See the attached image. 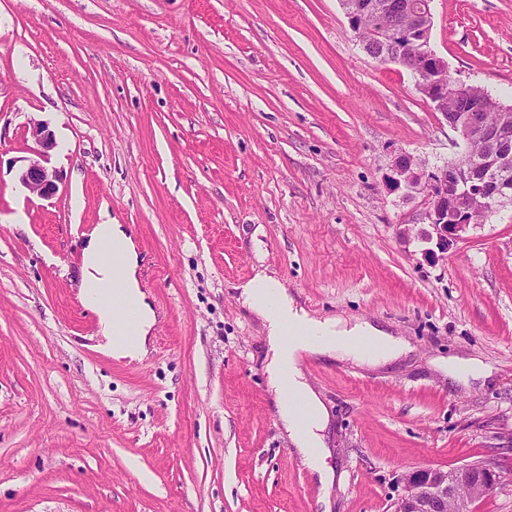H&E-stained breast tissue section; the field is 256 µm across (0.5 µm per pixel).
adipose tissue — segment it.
I'll return each instance as SVG.
<instances>
[{
  "instance_id": "1",
  "label": "adipose tissue",
  "mask_w": 512,
  "mask_h": 512,
  "mask_svg": "<svg viewBox=\"0 0 512 512\" xmlns=\"http://www.w3.org/2000/svg\"><path fill=\"white\" fill-rule=\"evenodd\" d=\"M107 242L122 255L121 296L135 313L132 331L126 339L117 338L113 313L105 297L104 288L112 279V268L103 253ZM238 291L242 306L264 327L266 373L270 388L278 395L280 422L302 465L323 489H330L335 472L326 463L330 450L324 440L330 414L304 380L300 369L302 360L309 355L323 356L378 368L406 356L412 347L402 337L368 321L348 322L336 316L312 313L280 279L263 271L240 285ZM79 298L98 317L106 354L131 362L144 357L156 315L141 287L136 245L123 225L103 223L90 232L83 249ZM286 388L302 398L304 412H297L283 396Z\"/></svg>"
}]
</instances>
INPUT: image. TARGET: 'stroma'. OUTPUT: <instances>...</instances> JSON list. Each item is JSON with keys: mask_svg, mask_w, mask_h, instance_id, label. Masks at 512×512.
<instances>
[{"mask_svg": "<svg viewBox=\"0 0 512 512\" xmlns=\"http://www.w3.org/2000/svg\"><path fill=\"white\" fill-rule=\"evenodd\" d=\"M431 45L512 105V0H434ZM46 123L62 181L18 180ZM456 135L338 0H0V512H393L400 477L512 442V204L424 257L390 182ZM123 224L156 312L147 356L101 349L84 235ZM267 271L320 315L414 351L301 369L331 414L330 492L278 418L236 286ZM492 368L462 384L439 362ZM329 510H322L321 497Z\"/></svg>", "mask_w": 512, "mask_h": 512, "instance_id": "1", "label": "stroma"}]
</instances>
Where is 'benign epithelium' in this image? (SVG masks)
Masks as SVG:
<instances>
[{
  "mask_svg": "<svg viewBox=\"0 0 512 512\" xmlns=\"http://www.w3.org/2000/svg\"><path fill=\"white\" fill-rule=\"evenodd\" d=\"M433 2L408 0L403 4L387 0L381 9L389 22L373 30L371 44L383 46L392 40L393 32H405L418 47L413 59L397 48L384 51L380 62L398 64L410 71L417 90L448 119V127L459 138L457 155L431 171L406 153L398 155L392 165L391 183L395 188H405L409 196L423 194L428 198L423 217L429 229L422 232V239L435 242L437 250L444 254L474 225L463 199L464 188L477 189L486 201V215L512 200V186L495 180L496 173L512 168V108L488 93L474 97V85L454 77L448 63L432 49ZM340 5L351 25L359 15L376 8L374 0H340ZM450 86L457 97L471 102V111L448 116L443 97ZM486 111L496 112L495 125L483 121ZM31 135L37 149L23 159L18 179L30 192L51 199L61 182L59 172L49 166L50 151L56 145L54 135L39 121L32 122ZM477 144L485 147L480 156L473 153ZM435 251L430 249L428 254L433 256ZM501 471L502 459L498 455L450 470H411L403 477L405 493L396 501L393 512H472V503L498 487Z\"/></svg>",
  "mask_w": 512,
  "mask_h": 512,
  "instance_id": "benign-epithelium-1",
  "label": "benign epithelium"
}]
</instances>
